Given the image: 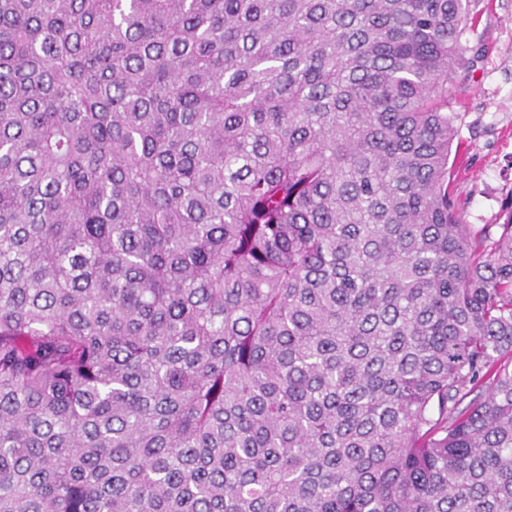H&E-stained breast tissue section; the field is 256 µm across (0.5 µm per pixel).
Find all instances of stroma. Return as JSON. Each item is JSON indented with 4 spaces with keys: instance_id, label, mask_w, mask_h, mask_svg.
<instances>
[{
    "instance_id": "35a3bbf8",
    "label": "stroma",
    "mask_w": 512,
    "mask_h": 512,
    "mask_svg": "<svg viewBox=\"0 0 512 512\" xmlns=\"http://www.w3.org/2000/svg\"><path fill=\"white\" fill-rule=\"evenodd\" d=\"M467 45L482 58L448 83L457 116V157L451 175L465 223L503 221L512 205V0H470Z\"/></svg>"
}]
</instances>
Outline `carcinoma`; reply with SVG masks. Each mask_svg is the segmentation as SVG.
I'll return each mask as SVG.
<instances>
[{
    "mask_svg": "<svg viewBox=\"0 0 512 512\" xmlns=\"http://www.w3.org/2000/svg\"><path fill=\"white\" fill-rule=\"evenodd\" d=\"M468 16L0 0V512H512Z\"/></svg>",
    "mask_w": 512,
    "mask_h": 512,
    "instance_id": "cac0c4a2",
    "label": "carcinoma"
}]
</instances>
